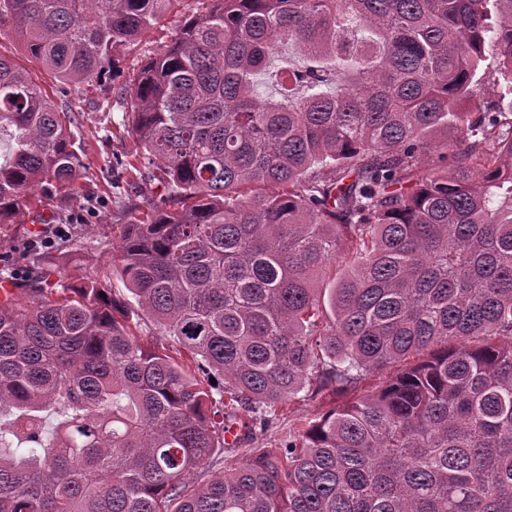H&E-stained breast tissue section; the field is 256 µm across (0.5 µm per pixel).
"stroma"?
<instances>
[{
	"label": "stroma",
	"instance_id": "obj_1",
	"mask_svg": "<svg viewBox=\"0 0 512 512\" xmlns=\"http://www.w3.org/2000/svg\"><path fill=\"white\" fill-rule=\"evenodd\" d=\"M201 0H175L155 28L138 44L124 51L119 60L120 73L113 79L83 84L81 90L60 89L51 80L43 86L58 111L71 113L72 130L84 149L86 165L80 181L81 191L72 209L56 215L53 207H43L46 217H58L64 229L54 247L41 251L38 266L51 280L74 276L76 266L105 275L106 284L118 298L129 292L112 273V255L120 241L121 225L130 223L134 213L148 211L163 192L160 182L136 185L120 178L116 159L136 161L142 149L135 137L123 126L124 87L143 64L169 45L188 10H202ZM111 100V109H102L103 100ZM316 400H298L285 408L275 424L255 441V448H273L287 440L296 419L309 418L320 412Z\"/></svg>",
	"mask_w": 512,
	"mask_h": 512
}]
</instances>
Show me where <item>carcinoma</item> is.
I'll return each instance as SVG.
<instances>
[{
	"label": "carcinoma",
	"instance_id": "carcinoma-1",
	"mask_svg": "<svg viewBox=\"0 0 512 512\" xmlns=\"http://www.w3.org/2000/svg\"><path fill=\"white\" fill-rule=\"evenodd\" d=\"M171 2L0 0V30L79 89ZM208 2L126 84L144 156L116 161L163 172L114 268L193 367L96 276L29 279L0 303V512H512V0ZM73 124L0 53V225L70 207ZM322 406V403L317 399L309 401L302 399L296 400L289 407L280 411V414L283 415L277 417L278 419L275 424L269 428L268 431L263 434H258V439L254 443L242 447L243 449H241L237 455L224 458V454H222L219 458L216 456L210 459L200 468V478L205 481L210 478V475L217 473L226 466L234 467L260 448H275L280 442L288 440V433L292 430L296 419L312 417L323 409ZM244 448L255 449L249 453V451Z\"/></svg>",
	"mask_w": 512,
	"mask_h": 512
}]
</instances>
